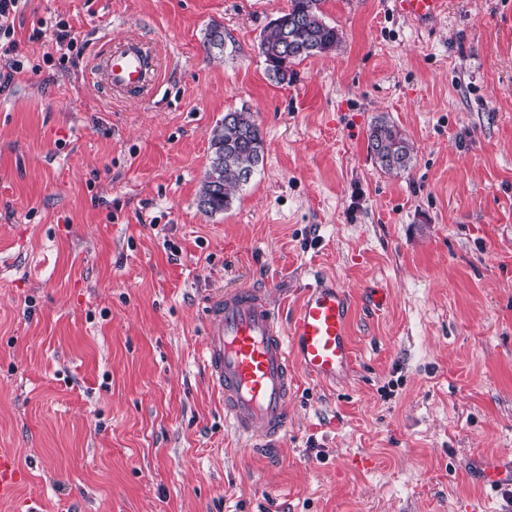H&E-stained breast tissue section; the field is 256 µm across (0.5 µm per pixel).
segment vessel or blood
Returning <instances> with one entry per match:
<instances>
[{"mask_svg": "<svg viewBox=\"0 0 512 512\" xmlns=\"http://www.w3.org/2000/svg\"><path fill=\"white\" fill-rule=\"evenodd\" d=\"M395 10L424 24L444 0H393ZM113 90L142 89L157 72L152 54L137 40L126 41L102 62ZM350 296L335 279L317 275L304 290L301 307L282 323L267 289L238 285L212 296L205 307L203 363L209 382L224 400V422L257 448H275L289 428L288 404L298 373L333 382L351 368L348 322ZM20 475L0 460V500L13 498ZM484 486L512 488V459L485 462Z\"/></svg>", "mask_w": 512, "mask_h": 512, "instance_id": "vessel-or-blood-1", "label": "vessel or blood"}]
</instances>
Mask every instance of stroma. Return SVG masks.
Masks as SVG:
<instances>
[{"mask_svg": "<svg viewBox=\"0 0 512 512\" xmlns=\"http://www.w3.org/2000/svg\"><path fill=\"white\" fill-rule=\"evenodd\" d=\"M289 0H26L0 62V512H512L477 480L512 455V0H323L335 51L269 80ZM75 37L59 51L48 18ZM224 34L223 49L209 33ZM142 41L143 96L98 88ZM247 108L264 161L213 215L210 138ZM414 146L383 172L369 131ZM347 288L350 371L300 376L278 452L245 447L202 364L208 296L313 272ZM443 0H394L395 10L418 24H425L441 11ZM19 472L9 460H0V500L13 498L19 482Z\"/></svg>", "mask_w": 512, "mask_h": 512, "instance_id": "obj_1", "label": "stroma"}]
</instances>
